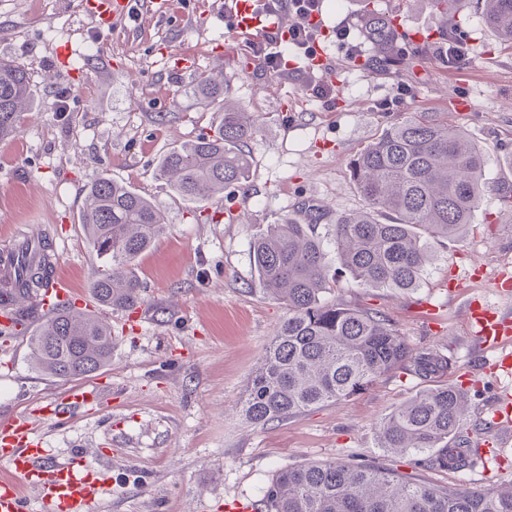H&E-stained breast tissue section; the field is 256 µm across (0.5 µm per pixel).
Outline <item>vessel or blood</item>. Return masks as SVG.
<instances>
[{"instance_id":"1","label":"vessel or blood","mask_w":512,"mask_h":512,"mask_svg":"<svg viewBox=\"0 0 512 512\" xmlns=\"http://www.w3.org/2000/svg\"><path fill=\"white\" fill-rule=\"evenodd\" d=\"M127 0H91L88 11L101 23L117 22L127 12ZM226 10L235 19L238 36L250 35L263 22L254 10L252 0H226ZM49 234L40 229L22 234L0 246V277L14 278L30 261L43 258L54 263V254H43L42 243ZM68 295L65 283L52 276L43 288L33 294L29 307L51 313ZM466 316L472 336L479 347L496 352L490 369L497 377L512 378V314L488 306L478 298L466 302ZM104 398L95 387L76 386L59 400L46 405L49 417L61 419L88 407L102 408ZM512 392L504 391L497 407L482 432L476 435L484 466L505 473L512 466ZM48 453L34 436L30 422L16 418L0 424V464L8 467L10 477L0 481V512H24L25 492L37 488L44 512H94L101 484L93 466L80 454L62 462H48Z\"/></svg>"}]
</instances>
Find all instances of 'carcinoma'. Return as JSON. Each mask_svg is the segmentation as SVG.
I'll return each instance as SVG.
<instances>
[{
	"label": "carcinoma",
	"instance_id": "carcinoma-1",
	"mask_svg": "<svg viewBox=\"0 0 512 512\" xmlns=\"http://www.w3.org/2000/svg\"><path fill=\"white\" fill-rule=\"evenodd\" d=\"M365 40L383 53L394 38L389 19L360 0ZM484 26L512 43V0H476ZM26 69L0 59V138L32 108ZM256 132L230 102L213 132L166 152L157 174L182 197L209 202L243 184L251 168L244 144ZM486 150L446 121L407 117L390 124L357 155L351 180L365 200L318 232L320 216L271 224L251 245L264 290L288 317L266 348L242 399L253 425L283 420L310 407L354 396L378 377L403 370L427 384L379 425L380 447L411 456L415 467L463 469L478 460L461 425L468 395L437 380L451 362L434 350L412 356L399 331L379 312L329 302L339 272L364 288L412 290L434 257V244L472 223L485 189ZM82 215L86 241L102 260L88 288L107 307L141 303L137 258L165 230L160 212L130 187L101 177L88 189ZM44 267H28L12 285L0 284L5 311L31 296ZM29 344L36 366L56 378L87 376L112 361V331L94 314L63 306L35 330ZM259 512H512V491L447 490L417 483L376 464L309 462L279 471Z\"/></svg>",
	"mask_w": 512,
	"mask_h": 512
}]
</instances>
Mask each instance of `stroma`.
<instances>
[{
  "label": "stroma",
  "mask_w": 512,
  "mask_h": 512,
  "mask_svg": "<svg viewBox=\"0 0 512 512\" xmlns=\"http://www.w3.org/2000/svg\"><path fill=\"white\" fill-rule=\"evenodd\" d=\"M177 2L165 13L132 5L108 26L71 0H0V58L29 69L34 91L32 111L0 138V241L18 228L48 229L57 272L79 304L89 298L99 264L81 223L92 181L127 184L155 202L168 226L136 261L138 314L93 308L111 328L114 348L111 362L83 382L104 390L109 414L36 420L49 459L94 454L105 483L95 512H228L233 500H259L278 471L311 461L375 462L437 488L512 486V473L487 477L479 465L415 469L408 456L379 448L380 421L421 388L400 371L349 399L263 426L239 413L249 378L287 316L255 276L253 240L268 225L299 216L304 204L330 220L361 209L353 160L409 116L448 121L486 148L480 207L466 233L436 244L420 288H362L341 276L327 298L382 312L411 353L433 349L450 358L448 383L474 374L464 434L481 426L500 392L512 387L484 372L494 354L471 338L465 312L467 299L478 296L512 313V298L494 287L499 273H512V213L499 199L512 183V44L486 30L471 8L443 21L429 0H374L403 27L385 63L360 35L356 0H324L329 34L318 44L332 67L336 107L310 94L313 76L305 67L282 75L255 65L241 72L231 58L212 57L213 44L230 32L221 0ZM339 26L350 29L356 59L332 37ZM448 34L466 42V67L439 62L436 51ZM166 47L193 50L197 66L167 74ZM203 76L223 86L224 98L190 94ZM399 93V111H381ZM62 97L64 112L57 109ZM226 100L258 126L247 144L250 176L226 189L221 203L183 199L157 179L158 160L213 133ZM476 263L478 277L471 273ZM452 277L460 288L449 289ZM42 322L41 314L25 315L15 336L0 340V360L10 363L0 367V422L33 417L69 387L33 365L28 337Z\"/></svg>",
  "instance_id": "stroma-1"
}]
</instances>
